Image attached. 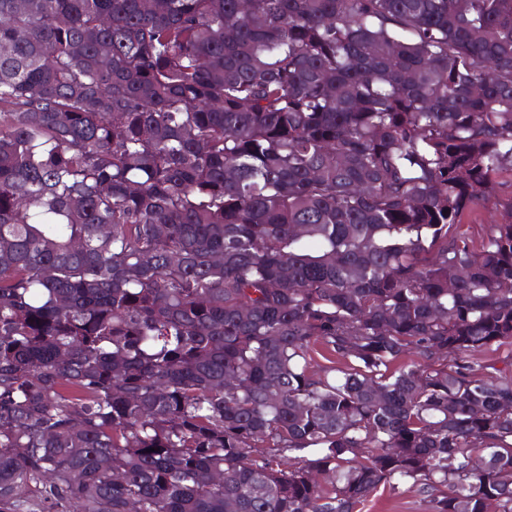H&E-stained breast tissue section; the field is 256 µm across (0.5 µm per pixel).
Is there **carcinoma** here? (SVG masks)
Listing matches in <instances>:
<instances>
[{
	"instance_id": "obj_1",
	"label": "carcinoma",
	"mask_w": 512,
	"mask_h": 512,
	"mask_svg": "<svg viewBox=\"0 0 512 512\" xmlns=\"http://www.w3.org/2000/svg\"><path fill=\"white\" fill-rule=\"evenodd\" d=\"M506 172L512 0H0V506L512 512ZM471 357L473 361L481 365V367H475L478 369V374H484L486 372L495 373L492 367L504 369L507 367L508 363L512 362V343H506L499 347L494 345L489 349L474 353ZM356 512H432L427 493L410 485L379 488Z\"/></svg>"
}]
</instances>
